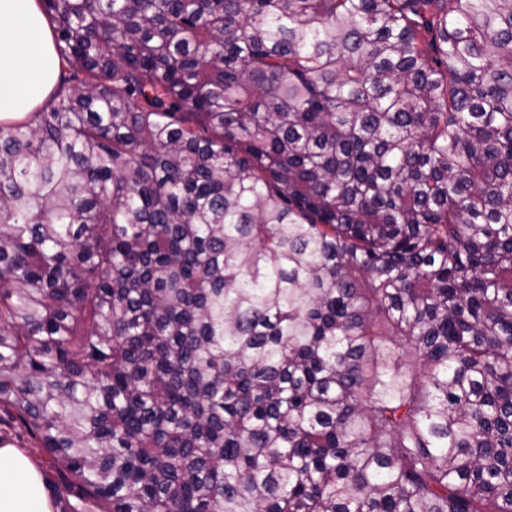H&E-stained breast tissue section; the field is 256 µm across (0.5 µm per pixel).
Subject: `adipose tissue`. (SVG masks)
Wrapping results in <instances>:
<instances>
[{
  "label": "adipose tissue",
  "instance_id": "adipose-tissue-1",
  "mask_svg": "<svg viewBox=\"0 0 512 512\" xmlns=\"http://www.w3.org/2000/svg\"><path fill=\"white\" fill-rule=\"evenodd\" d=\"M61 74L38 0H0V119L42 106ZM0 512H56L41 469L27 453L0 445Z\"/></svg>",
  "mask_w": 512,
  "mask_h": 512
}]
</instances>
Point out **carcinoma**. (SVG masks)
Returning <instances> with one entry per match:
<instances>
[{"instance_id":"carcinoma-1","label":"carcinoma","mask_w":512,"mask_h":512,"mask_svg":"<svg viewBox=\"0 0 512 512\" xmlns=\"http://www.w3.org/2000/svg\"><path fill=\"white\" fill-rule=\"evenodd\" d=\"M39 2L0 410L101 512H512V0Z\"/></svg>"}]
</instances>
